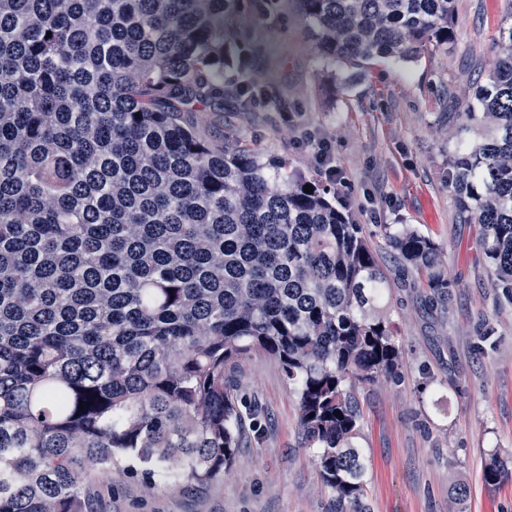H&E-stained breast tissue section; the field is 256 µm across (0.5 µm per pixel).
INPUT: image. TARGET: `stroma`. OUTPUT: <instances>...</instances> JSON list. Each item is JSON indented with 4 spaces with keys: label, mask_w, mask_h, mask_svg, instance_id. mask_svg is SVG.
Wrapping results in <instances>:
<instances>
[{
    "label": "stroma",
    "mask_w": 512,
    "mask_h": 512,
    "mask_svg": "<svg viewBox=\"0 0 512 512\" xmlns=\"http://www.w3.org/2000/svg\"><path fill=\"white\" fill-rule=\"evenodd\" d=\"M455 18L457 37L421 61L351 70L321 54L294 0H276L265 18L243 0L224 29L249 49L267 103L245 109L228 100L223 112L198 115L208 137L233 136L311 178L313 151L294 141L306 129L322 133L349 182L345 207L374 235L402 363L398 378L355 388L372 512H512V480L493 488L482 480L491 454L512 461V306L493 288L481 227L462 222L448 181L454 115L487 77L498 33L512 25V0H456ZM381 224L414 225L435 243L451 300L395 262L376 233ZM231 382L258 409L261 429L222 479L149 492L93 463L96 512H331L279 364L252 353ZM461 483L469 489L462 503L453 493Z\"/></svg>",
    "instance_id": "35a3bbf8"
}]
</instances>
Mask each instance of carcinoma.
<instances>
[{
	"instance_id": "carcinoma-1",
	"label": "carcinoma",
	"mask_w": 512,
	"mask_h": 512,
	"mask_svg": "<svg viewBox=\"0 0 512 512\" xmlns=\"http://www.w3.org/2000/svg\"><path fill=\"white\" fill-rule=\"evenodd\" d=\"M241 2L0 0V512H93L90 460L149 490L224 476L246 407L227 373L257 350L285 374L333 512H370L353 388L397 376L389 283L316 181L199 130L196 113L224 111ZM296 2L353 69L457 34L455 0ZM236 70L240 103L248 56ZM458 118L479 137L448 177L512 304V26ZM377 228L427 287H453L430 238ZM509 478L492 457L484 483Z\"/></svg>"
}]
</instances>
